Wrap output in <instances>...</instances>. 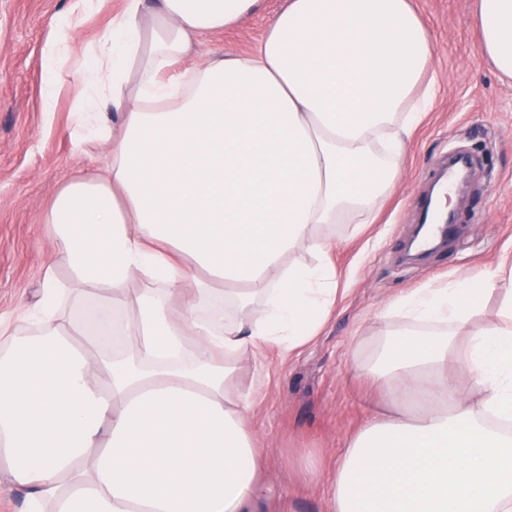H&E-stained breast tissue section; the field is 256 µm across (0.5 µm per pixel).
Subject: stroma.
Instances as JSON below:
<instances>
[{"instance_id": "stroma-1", "label": "stroma", "mask_w": 512, "mask_h": 512, "mask_svg": "<svg viewBox=\"0 0 512 512\" xmlns=\"http://www.w3.org/2000/svg\"><path fill=\"white\" fill-rule=\"evenodd\" d=\"M75 0H0V318L15 319L37 299L47 266L60 279L42 215L79 168L102 167L94 143H77L76 70L107 34L121 0H101L84 16L60 63L54 97L43 82L44 51ZM288 0H262L248 26L196 40L184 67L250 51ZM437 42L441 91L415 131L394 193L377 202L370 224L336 228L331 261L336 305L314 341L294 354L266 346L242 373L247 416L264 448L272 495L259 512H328L331 472L350 440L391 399L357 373L378 340L399 323L383 317L399 296L479 276L512 257V83L480 54L471 28L475 0H412ZM475 170L455 204L457 236L423 259L404 258L420 203L449 152Z\"/></svg>"}]
</instances>
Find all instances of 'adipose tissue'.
<instances>
[{"instance_id": "obj_1", "label": "adipose tissue", "mask_w": 512, "mask_h": 512, "mask_svg": "<svg viewBox=\"0 0 512 512\" xmlns=\"http://www.w3.org/2000/svg\"><path fill=\"white\" fill-rule=\"evenodd\" d=\"M261 4L123 0L79 75L75 139L108 161L43 217L68 281L47 271L35 313L0 323V466L30 512H256L271 492L236 372L318 336L334 227L372 223L440 85L410 0H288L251 54L182 68ZM472 28L512 81V0H476ZM492 295L467 392L452 329ZM386 310L410 322L361 374L401 412L352 438L329 512H512V434L491 424L512 421V262Z\"/></svg>"}]
</instances>
